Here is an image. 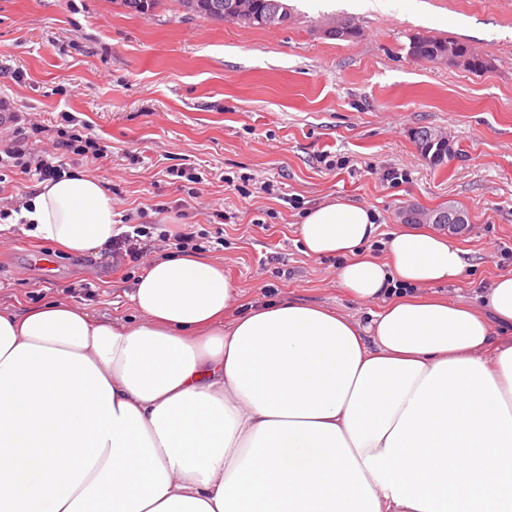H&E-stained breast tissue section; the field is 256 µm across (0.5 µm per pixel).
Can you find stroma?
<instances>
[{
  "instance_id": "stroma-1",
  "label": "stroma",
  "mask_w": 512,
  "mask_h": 512,
  "mask_svg": "<svg viewBox=\"0 0 512 512\" xmlns=\"http://www.w3.org/2000/svg\"><path fill=\"white\" fill-rule=\"evenodd\" d=\"M287 26L256 29L207 20L162 0L136 14L121 0H0V95L40 113L48 132L64 116L89 125L107 160H67L113 189L117 214L166 206L221 235L205 251L241 290L240 301L296 299L359 321L369 305L340 286L338 257L304 253L296 226L331 200L375 209L381 229H401L417 204L462 210L452 233L469 267L429 296L464 304L512 272V0H287ZM349 17L357 38L324 30ZM448 38L489 61L475 73L409 53L415 35ZM444 132L451 153L423 158L421 127ZM203 174L195 184L174 169ZM404 177L386 181L385 171ZM254 175L277 195H240L229 179ZM223 210V223L211 221ZM52 256L51 273L31 252ZM146 261L113 264L29 233L0 232V308L22 312L63 301L91 316L129 322V295Z\"/></svg>"
}]
</instances>
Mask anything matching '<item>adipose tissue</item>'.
Wrapping results in <instances>:
<instances>
[{
    "label": "adipose tissue",
    "instance_id": "1",
    "mask_svg": "<svg viewBox=\"0 0 512 512\" xmlns=\"http://www.w3.org/2000/svg\"><path fill=\"white\" fill-rule=\"evenodd\" d=\"M32 235L100 249L116 213L99 179L40 183ZM331 201L298 226L342 258L369 324L291 300L234 314L222 266L150 261L133 323L58 301L0 310V512H512V273L485 312L418 296L467 269L435 231L380 230ZM403 294H396V287Z\"/></svg>",
    "mask_w": 512,
    "mask_h": 512
}]
</instances>
